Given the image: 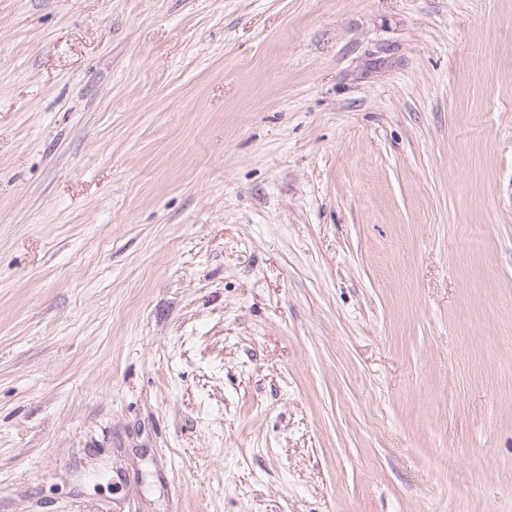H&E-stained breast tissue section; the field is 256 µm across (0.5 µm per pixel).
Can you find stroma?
Wrapping results in <instances>:
<instances>
[{
	"label": "stroma",
	"instance_id": "stroma-1",
	"mask_svg": "<svg viewBox=\"0 0 512 512\" xmlns=\"http://www.w3.org/2000/svg\"><path fill=\"white\" fill-rule=\"evenodd\" d=\"M0 512H512V0H0Z\"/></svg>",
	"mask_w": 512,
	"mask_h": 512
}]
</instances>
